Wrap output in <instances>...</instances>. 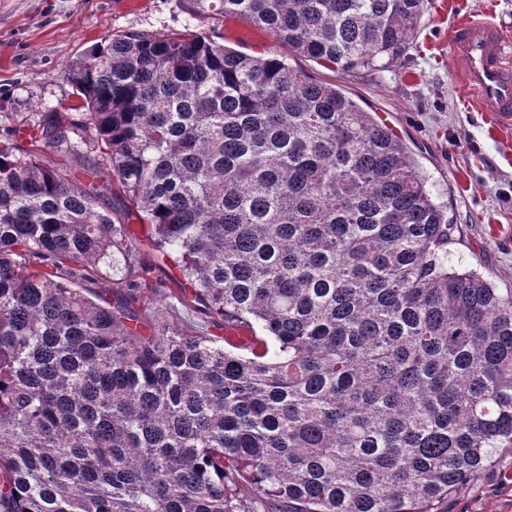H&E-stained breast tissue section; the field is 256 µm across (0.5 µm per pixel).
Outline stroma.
<instances>
[{
	"label": "stroma",
	"mask_w": 512,
	"mask_h": 512,
	"mask_svg": "<svg viewBox=\"0 0 512 512\" xmlns=\"http://www.w3.org/2000/svg\"><path fill=\"white\" fill-rule=\"evenodd\" d=\"M480 18L512 37V0H431L416 38L394 64L343 76L317 68L366 111L389 125L408 147L437 202L459 233L454 246L463 266L512 298V131L498 129L476 111L470 91L448 60L452 25ZM190 21L185 0H0V142L9 129L40 112H66L79 103L65 72L101 38L122 31L153 34L180 30ZM216 41L243 52L277 49L269 34L239 20L202 19ZM112 218L137 240L139 286L129 310L143 325L160 321L193 336L215 335L206 315L178 299L180 272L141 223L129 197L112 189ZM443 512H512V449L442 503Z\"/></svg>",
	"instance_id": "obj_1"
}]
</instances>
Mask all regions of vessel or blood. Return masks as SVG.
<instances>
[{
    "label": "vessel or blood",
    "instance_id": "1",
    "mask_svg": "<svg viewBox=\"0 0 512 512\" xmlns=\"http://www.w3.org/2000/svg\"><path fill=\"white\" fill-rule=\"evenodd\" d=\"M512 41L493 22L471 19L453 24L449 59L460 64L459 79L467 85L478 111L498 127L512 128Z\"/></svg>",
    "mask_w": 512,
    "mask_h": 512
}]
</instances>
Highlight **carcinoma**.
Here are the masks:
<instances>
[{
  "instance_id": "cac0c4a2",
  "label": "carcinoma",
  "mask_w": 512,
  "mask_h": 512,
  "mask_svg": "<svg viewBox=\"0 0 512 512\" xmlns=\"http://www.w3.org/2000/svg\"><path fill=\"white\" fill-rule=\"evenodd\" d=\"M430 0H187L348 75ZM0 147V512H436L512 448V300L453 268L457 226L391 128L280 54L109 35ZM109 168L218 341L73 287L131 275Z\"/></svg>"
}]
</instances>
